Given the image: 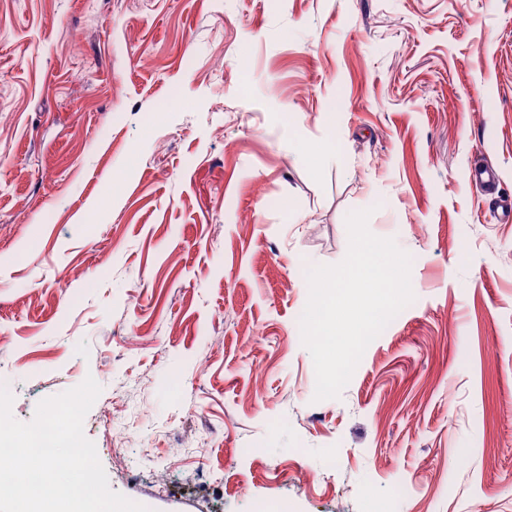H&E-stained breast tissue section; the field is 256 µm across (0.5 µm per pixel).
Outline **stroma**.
<instances>
[{"mask_svg": "<svg viewBox=\"0 0 512 512\" xmlns=\"http://www.w3.org/2000/svg\"><path fill=\"white\" fill-rule=\"evenodd\" d=\"M510 198L512 0H0V383L150 512H512ZM367 208L415 299L318 402Z\"/></svg>", "mask_w": 512, "mask_h": 512, "instance_id": "1", "label": "stroma"}]
</instances>
